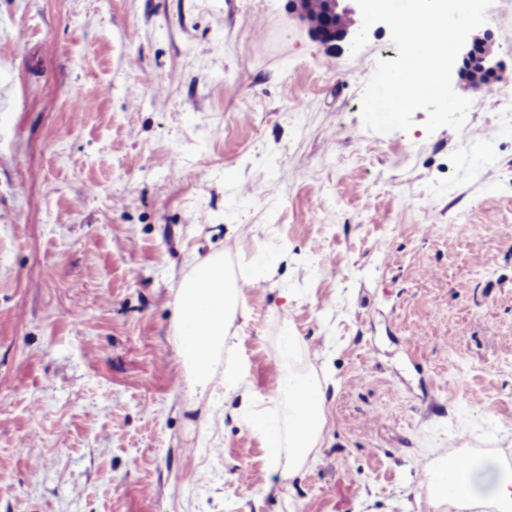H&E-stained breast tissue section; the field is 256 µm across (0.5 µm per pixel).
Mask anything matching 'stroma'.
<instances>
[{
    "label": "stroma",
    "instance_id": "stroma-1",
    "mask_svg": "<svg viewBox=\"0 0 512 512\" xmlns=\"http://www.w3.org/2000/svg\"><path fill=\"white\" fill-rule=\"evenodd\" d=\"M476 33L512 71V4ZM397 56L290 0H0V512H424L423 463L512 457V123L456 77L461 130L369 131ZM213 255L272 267L245 400L173 344ZM288 334L326 413L291 477L245 411Z\"/></svg>",
    "mask_w": 512,
    "mask_h": 512
}]
</instances>
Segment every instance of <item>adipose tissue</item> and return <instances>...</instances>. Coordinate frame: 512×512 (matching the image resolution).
Listing matches in <instances>:
<instances>
[{
    "mask_svg": "<svg viewBox=\"0 0 512 512\" xmlns=\"http://www.w3.org/2000/svg\"><path fill=\"white\" fill-rule=\"evenodd\" d=\"M263 273L244 267L229 273L221 256L196 264L175 292L176 349L188 366L187 385L192 393L209 391L215 356L231 352V326L244 309L242 286L261 282ZM300 343L287 337L278 362L276 412L254 413L252 426L271 446V461L285 474L302 469L315 458L326 424L325 394L316 378L295 363ZM282 422L285 432L274 429ZM435 479L428 486L434 512H462L470 505L497 504L500 512H512V470L486 456L466 461L455 469L426 464Z\"/></svg>",
    "mask_w": 512,
    "mask_h": 512,
    "instance_id": "adipose-tissue-1",
    "label": "adipose tissue"
}]
</instances>
